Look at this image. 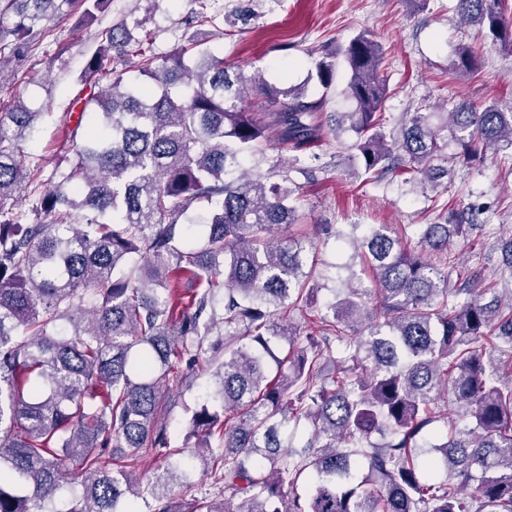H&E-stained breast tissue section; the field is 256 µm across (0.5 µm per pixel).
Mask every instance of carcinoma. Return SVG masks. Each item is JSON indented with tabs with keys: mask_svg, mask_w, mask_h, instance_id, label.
Segmentation results:
<instances>
[{
	"mask_svg": "<svg viewBox=\"0 0 512 512\" xmlns=\"http://www.w3.org/2000/svg\"><path fill=\"white\" fill-rule=\"evenodd\" d=\"M108 2L0 0V71L28 57L45 21H92ZM197 2L189 28L216 20ZM505 2L456 11L512 50ZM101 38L80 113L58 117L71 126L66 168L47 175L20 155L40 113L19 100L0 113V512H512V289L427 257L485 225L459 217L395 237L368 226L349 242L375 287L347 279L318 308L313 238L278 235L299 223L291 173L312 170L240 171L267 143L321 138L340 56L352 110L336 132L352 134L372 181L435 188L450 162L511 157L512 112L421 103L386 132L382 47L366 33L325 46L287 87L196 40L160 56L124 22ZM478 63L463 49L452 68ZM131 67L156 86L127 82ZM195 203L207 205L199 244L180 223ZM217 331L222 346H205ZM193 352L219 409L201 405L174 449L164 413L192 383L179 365ZM118 452L168 467L134 480ZM208 474L224 502L186 498ZM304 474L306 494L284 499Z\"/></svg>",
	"mask_w": 512,
	"mask_h": 512,
	"instance_id": "cac0c4a2",
	"label": "carcinoma"
}]
</instances>
